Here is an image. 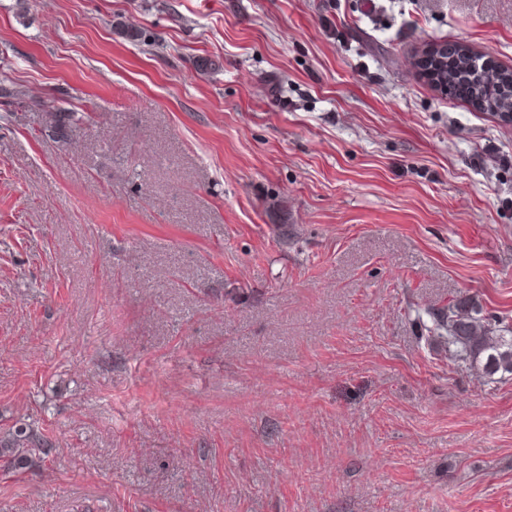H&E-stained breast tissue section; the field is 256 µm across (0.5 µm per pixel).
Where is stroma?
<instances>
[{"label":"stroma","mask_w":512,"mask_h":512,"mask_svg":"<svg viewBox=\"0 0 512 512\" xmlns=\"http://www.w3.org/2000/svg\"><path fill=\"white\" fill-rule=\"evenodd\" d=\"M512 0H0V512H512ZM458 57L455 58L454 62L448 65V62L437 61L436 70L438 78L441 82L448 83V81H454V83L448 85V92L453 96L468 97L469 88L471 89L472 99L475 103L477 99L479 106L485 108L487 111L494 110H507L512 112V94L510 95V86L512 85V73H506L503 77L510 85L506 87V93L510 95V98L503 99L497 98V96L489 90L488 83H474L469 85L466 81L468 76L470 64L468 57L461 56L457 52ZM460 81V82H455ZM431 326L423 322L428 342L448 346V358L464 362L482 378L496 380L512 376V326L469 298L448 301L440 310H427ZM15 436L14 443L0 444V458H6L14 467L25 468L36 451L46 456L50 452L49 440L34 429L29 428L28 433L26 429L18 430Z\"/></svg>","instance_id":"obj_1"}]
</instances>
